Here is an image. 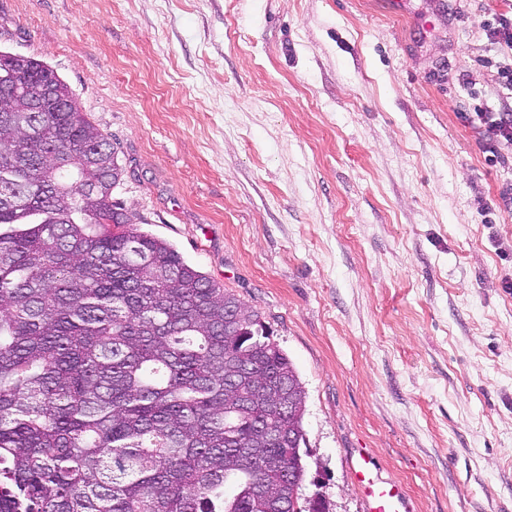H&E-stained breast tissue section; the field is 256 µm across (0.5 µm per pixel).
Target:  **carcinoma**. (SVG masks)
Here are the masks:
<instances>
[{"mask_svg": "<svg viewBox=\"0 0 512 512\" xmlns=\"http://www.w3.org/2000/svg\"><path fill=\"white\" fill-rule=\"evenodd\" d=\"M0 65V512H328L258 314L112 201V142L51 66ZM42 83L74 111H27Z\"/></svg>", "mask_w": 512, "mask_h": 512, "instance_id": "obj_1", "label": "carcinoma"}]
</instances>
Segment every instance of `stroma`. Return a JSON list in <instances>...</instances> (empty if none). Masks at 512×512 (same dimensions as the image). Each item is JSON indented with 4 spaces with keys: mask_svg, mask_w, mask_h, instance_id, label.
<instances>
[{
    "mask_svg": "<svg viewBox=\"0 0 512 512\" xmlns=\"http://www.w3.org/2000/svg\"><path fill=\"white\" fill-rule=\"evenodd\" d=\"M512 0H0L111 139L113 198L256 311L307 391L304 495L512 512ZM488 41L512 50V12L494 14L492 19L480 21ZM460 120L475 127L486 151L497 153L501 145L512 146V112H486L481 106H473V112H463ZM369 453L359 452L350 460L356 480L364 490L368 512H398L397 503L401 494L396 485L376 486L369 477L373 466Z\"/></svg>",
    "mask_w": 512,
    "mask_h": 512,
    "instance_id": "35a3bbf8",
    "label": "stroma"
}]
</instances>
